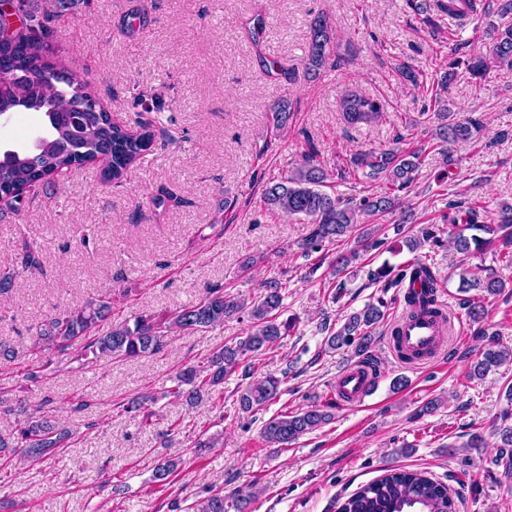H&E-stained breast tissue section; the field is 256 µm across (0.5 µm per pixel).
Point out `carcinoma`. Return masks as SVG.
I'll return each instance as SVG.
<instances>
[{
  "mask_svg": "<svg viewBox=\"0 0 512 512\" xmlns=\"http://www.w3.org/2000/svg\"><path fill=\"white\" fill-rule=\"evenodd\" d=\"M438 11L464 16L473 9V0H435ZM0 14L11 20L13 29L0 37V116L25 110L43 114L48 127L44 136L28 148L7 149L0 152V201L19 199L21 193L42 182L66 174L74 167L105 163L103 180L115 185L122 182L130 167L156 146L153 121L146 120L134 132L112 121L109 112L89 90V84L80 76L57 70L48 53L53 32L38 15L34 0H0ZM334 33L322 19L310 28L306 68L317 73L331 64ZM512 65V25L498 31L489 54L475 56L468 69L476 79H484L493 63ZM341 109L350 124L370 120L381 111V104L369 97L350 94L342 98ZM290 118L288 102H278L270 110L269 122L282 129ZM482 127L476 120L449 124L439 128L443 141H466L473 131ZM423 149H375L361 151L349 158L338 175L363 176L381 180L385 188L359 200L331 195L322 190L331 178L328 170L316 159L315 148L303 154L301 162L288 176L269 182L263 193L267 210L288 217H302L314 225L302 244L307 256L344 241L360 217H377L395 206L400 193L413 184L422 165ZM452 224H463L489 234L483 238L463 233L454 238L456 250L480 253L492 247L495 235L503 239L512 236V204L499 207L497 222L478 223L480 207L474 203L456 201L450 205ZM372 283L381 288L377 303L366 305L350 314L343 325L325 337L330 349L350 347L362 363L372 365L370 351L375 343L373 330L383 325L399 345L398 331L387 323L388 306L398 297L385 299L392 288H403L404 307L415 312L440 314L436 308L440 284L428 264L418 256L403 268L387 262L370 272ZM465 291H477V299L465 301L469 317L481 318V299L496 296L505 290V280L492 272L485 277L464 279ZM283 283L272 281L264 293L247 304L224 294L215 286L194 305L183 308L166 318L137 317L134 322L115 325L105 334H96L101 322L112 312V291H105L84 306L50 318L36 329L37 343L47 349L63 351L80 338H90L84 352L94 359L135 358L154 354L164 347V339L172 330L195 332L224 323V318L249 310L252 331L235 344L226 345L214 353L202 369L186 367L176 378L172 389L164 392L186 405H195L212 388L224 384V378L236 369H242V378L250 380L240 396V408L251 413L273 403L280 394L282 380L271 376H256L254 363L245 362V356L264 354L280 344L292 327L290 321H277L282 308ZM512 362V351L501 349L494 340H488L469 371V377L481 379ZM336 404H311L295 412L284 411L271 416L262 427V436L269 444L286 448L301 436L312 433L333 419ZM499 454L492 464L512 472V409L501 416ZM71 432L44 416H27L12 440L0 438V449L11 448L31 459L50 458L64 447ZM177 463L163 460L152 476L153 482L167 487L173 482ZM255 493L240 490L230 495L209 493L198 507V512H249ZM338 512H455L454 498L448 486L422 471L390 470L379 478L361 486L338 506Z\"/></svg>",
  "mask_w": 512,
  "mask_h": 512,
  "instance_id": "1",
  "label": "carcinoma"
}]
</instances>
